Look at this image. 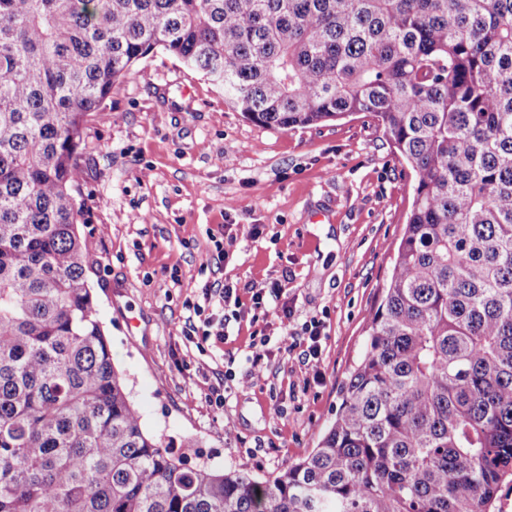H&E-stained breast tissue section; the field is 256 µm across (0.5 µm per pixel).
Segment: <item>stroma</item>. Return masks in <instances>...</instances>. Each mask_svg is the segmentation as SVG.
I'll return each instance as SVG.
<instances>
[{"label": "stroma", "instance_id": "1", "mask_svg": "<svg viewBox=\"0 0 512 512\" xmlns=\"http://www.w3.org/2000/svg\"><path fill=\"white\" fill-rule=\"evenodd\" d=\"M84 143L78 230L97 241L87 275L145 429L184 449L187 466L274 478L336 416L412 207L409 171L366 115L266 128L162 51L113 87ZM274 283L285 322L248 308L251 289ZM214 284L239 296L224 305L216 345L187 320ZM314 318L324 325L315 366L302 331ZM257 334L268 355L255 367ZM218 387L220 409L209 401Z\"/></svg>", "mask_w": 512, "mask_h": 512}]
</instances>
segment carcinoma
I'll list each match as a JSON object with an SVG mask.
<instances>
[{"mask_svg":"<svg viewBox=\"0 0 512 512\" xmlns=\"http://www.w3.org/2000/svg\"><path fill=\"white\" fill-rule=\"evenodd\" d=\"M157 49L277 130L375 118L413 203L317 447L264 483L144 430L77 224ZM512 487V0H0V512H495Z\"/></svg>","mask_w":512,"mask_h":512,"instance_id":"cac0c4a2","label":"carcinoma"}]
</instances>
